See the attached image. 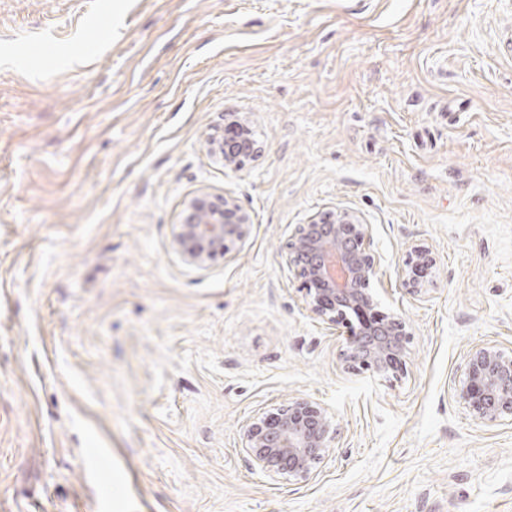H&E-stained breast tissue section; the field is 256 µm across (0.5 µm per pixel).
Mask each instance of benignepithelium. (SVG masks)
<instances>
[{"instance_id":"1","label":"benign epithelium","mask_w":512,"mask_h":512,"mask_svg":"<svg viewBox=\"0 0 512 512\" xmlns=\"http://www.w3.org/2000/svg\"><path fill=\"white\" fill-rule=\"evenodd\" d=\"M244 116L207 136V151L224 166L241 170L258 153ZM250 217L226 195L202 192L189 200L175 244L183 259L200 268L212 265L246 236ZM372 225L355 212L334 209L312 216L295 229L285 262L302 280L311 311L345 333L344 367L352 371L402 374L411 338L405 320L378 308L370 292L377 266L369 252ZM434 266L430 250L411 249L402 269L403 285L413 295ZM455 397L476 418L496 423L512 418V349L479 344L468 353L464 378ZM336 429L328 409L301 398L265 411L242 433V450L256 472L269 479H306L335 452Z\"/></svg>"}]
</instances>
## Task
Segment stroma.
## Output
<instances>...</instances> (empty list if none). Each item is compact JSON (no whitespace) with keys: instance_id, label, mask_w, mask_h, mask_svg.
Here are the masks:
<instances>
[{"instance_id":"35a3bbf8","label":"stroma","mask_w":512,"mask_h":512,"mask_svg":"<svg viewBox=\"0 0 512 512\" xmlns=\"http://www.w3.org/2000/svg\"><path fill=\"white\" fill-rule=\"evenodd\" d=\"M233 113L238 171L203 146ZM203 190L251 223L200 269ZM336 207L404 375L345 369L283 261ZM483 342L512 348V0H0V512H512V421L454 399ZM297 398L336 451L273 481L242 432ZM434 266V258L430 250L422 245L414 246L404 261L402 269L403 285L413 295L422 292L423 279Z\"/></svg>"}]
</instances>
